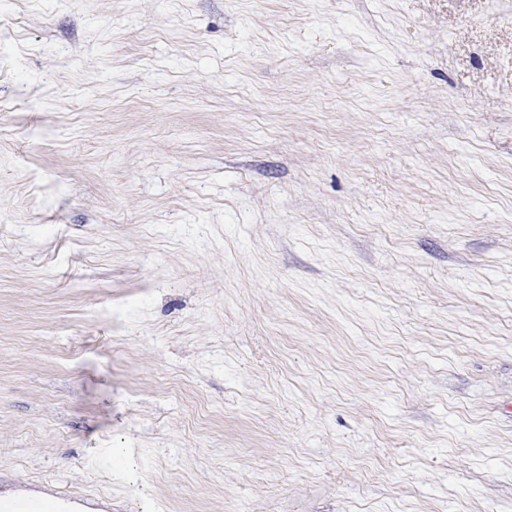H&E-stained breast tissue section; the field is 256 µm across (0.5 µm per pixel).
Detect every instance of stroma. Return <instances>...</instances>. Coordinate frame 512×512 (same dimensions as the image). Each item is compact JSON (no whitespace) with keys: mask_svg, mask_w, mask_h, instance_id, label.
<instances>
[{"mask_svg":"<svg viewBox=\"0 0 512 512\" xmlns=\"http://www.w3.org/2000/svg\"><path fill=\"white\" fill-rule=\"evenodd\" d=\"M1 32L0 498L512 512V0Z\"/></svg>","mask_w":512,"mask_h":512,"instance_id":"35a3bbf8","label":"stroma"}]
</instances>
